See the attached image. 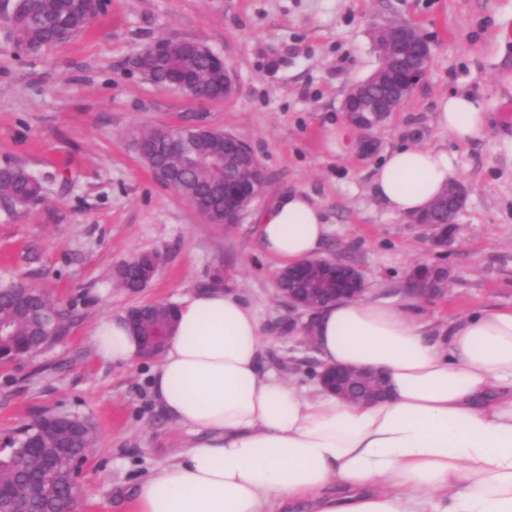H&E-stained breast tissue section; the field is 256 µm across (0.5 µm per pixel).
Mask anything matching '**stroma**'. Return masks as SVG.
<instances>
[{
  "label": "stroma",
  "mask_w": 512,
  "mask_h": 512,
  "mask_svg": "<svg viewBox=\"0 0 512 512\" xmlns=\"http://www.w3.org/2000/svg\"><path fill=\"white\" fill-rule=\"evenodd\" d=\"M392 22L419 28L432 65L373 128L377 148L364 156L342 102L376 69L373 32ZM165 34L223 57L233 93L201 103L145 81L131 60ZM457 91L480 95L488 112L484 136L468 143L436 122L439 99ZM511 103L512 0H107L85 32L35 57L16 54L0 28V165H22L44 187L27 208L0 202V282L25 280L66 314L54 344L0 364V441L46 413L86 419L94 444L72 512H130L140 481L177 461L192 435L154 401V360L106 363L92 329L144 303L177 302L219 270L257 313L266 369L313 387L305 371L316 352L288 335L278 268L254 238L256 213L284 191L322 208V257L359 266L389 296L417 263L447 268V295L419 309L431 326L512 308V121L503 116ZM197 114L245 140L266 173L239 223H208L136 152L133 130ZM402 145L447 148L460 172L467 194L449 248L433 247L372 193L374 167ZM144 251L162 264L146 288L128 291L116 270Z\"/></svg>",
  "instance_id": "35a3bbf8"
}]
</instances>
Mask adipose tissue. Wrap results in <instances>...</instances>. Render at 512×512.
Here are the masks:
<instances>
[{
  "instance_id": "1",
  "label": "adipose tissue",
  "mask_w": 512,
  "mask_h": 512,
  "mask_svg": "<svg viewBox=\"0 0 512 512\" xmlns=\"http://www.w3.org/2000/svg\"><path fill=\"white\" fill-rule=\"evenodd\" d=\"M438 124L459 142L483 135L484 102L449 93ZM459 172L447 151L403 145L375 167L372 189L391 214L426 210ZM259 251L278 267L316 258L330 228L298 190L255 216ZM412 294L324 308L313 342L328 365L373 368L386 399L308 395L261 366L255 310L221 283L184 296L150 379L175 424L200 439L144 479L131 512H512V308L477 311L433 332ZM98 356L141 358L125 318L99 321Z\"/></svg>"
}]
</instances>
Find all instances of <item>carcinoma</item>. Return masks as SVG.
I'll return each instance as SVG.
<instances>
[{
	"mask_svg": "<svg viewBox=\"0 0 512 512\" xmlns=\"http://www.w3.org/2000/svg\"><path fill=\"white\" fill-rule=\"evenodd\" d=\"M1 17L11 23L26 55H36L62 45L82 34L90 23L79 0H0ZM216 62L215 56L200 50L192 42H175L167 61L151 71L149 81L162 84L172 72L181 68H189L203 77L210 74ZM157 139L159 135L153 132L140 131L134 135L139 158L151 171L167 164L147 147ZM223 143L224 132L220 130L196 135L194 146L202 163L193 169L174 170L168 186L188 201L206 195L215 209H221L224 165L217 158L223 156ZM42 191V184L24 167L11 163L0 167V197L12 205L26 207L39 200ZM156 272L155 256L144 253L134 267L120 271L119 282L127 290L138 292L148 286ZM52 306L54 303L41 290L26 283H0V327L7 329V334H0V353L4 358L26 356L30 346L49 332H54L57 337L64 332L62 324L54 329L45 324L44 310ZM127 315L138 320L135 334L147 339L155 335L158 328L171 327L172 309L164 302L133 307ZM54 418L53 414L42 415L0 448V512H14L38 480V463L42 460L56 467L62 475L49 501L59 510L70 507L66 472L91 433L86 429L74 435L45 433L43 425Z\"/></svg>",
	"mask_w": 512,
	"mask_h": 512,
	"instance_id": "obj_1",
	"label": "carcinoma"
}]
</instances>
